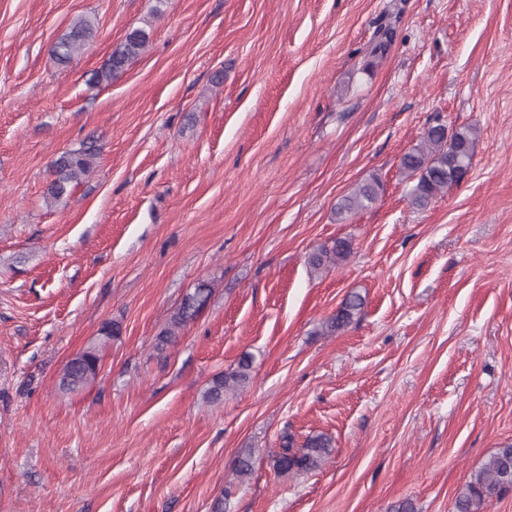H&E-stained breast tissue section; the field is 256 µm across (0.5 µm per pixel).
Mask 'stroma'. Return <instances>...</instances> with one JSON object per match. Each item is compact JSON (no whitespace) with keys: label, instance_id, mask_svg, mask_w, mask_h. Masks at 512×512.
<instances>
[{"label":"stroma","instance_id":"1","mask_svg":"<svg viewBox=\"0 0 512 512\" xmlns=\"http://www.w3.org/2000/svg\"><path fill=\"white\" fill-rule=\"evenodd\" d=\"M85 15L94 37L58 65ZM136 27L146 51L90 84ZM437 123L480 137L416 210L399 163ZM89 138L92 173L46 202ZM373 176L378 201L337 221ZM339 238L348 260L311 272ZM352 291L361 312L322 334ZM90 346L98 377L61 392ZM245 355L249 385L205 403ZM318 433L320 469L277 473L282 436ZM507 444L512 0H0V512H211L227 487L224 512H455ZM95 22L86 17L75 19L69 31L61 36L51 47V55L59 65H68L82 52L93 35ZM98 154L96 141L91 139L56 158L50 166L45 199L56 203L71 197L92 172ZM212 294L211 285L208 282L198 283L194 291L186 293L179 306L169 318L168 325L163 328L156 339V348L165 350L174 344L178 338V330L184 327L189 321L195 319L199 311L205 306Z\"/></svg>","mask_w":512,"mask_h":512}]
</instances>
